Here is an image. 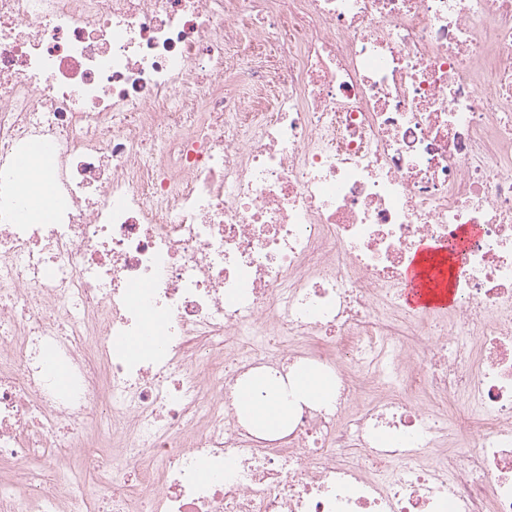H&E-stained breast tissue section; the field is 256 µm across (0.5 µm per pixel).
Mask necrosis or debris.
<instances>
[{"instance_id": "obj_1", "label": "necrosis or debris", "mask_w": 512, "mask_h": 512, "mask_svg": "<svg viewBox=\"0 0 512 512\" xmlns=\"http://www.w3.org/2000/svg\"><path fill=\"white\" fill-rule=\"evenodd\" d=\"M447 507L512 512V0H0V512ZM58 157L57 146L54 142L37 139L29 144L27 150L15 159L16 173H23L32 158H37L45 169L55 166ZM421 254L433 256L440 253L428 243H423L420 246L414 261L408 269L407 284L404 289L405 303L409 308L418 311L447 309L450 307L447 309L449 313L455 306H453L455 294L453 293L449 299L442 296L440 291L434 290V286L427 277L421 276L422 269L417 263ZM164 327L158 320L150 321L145 325V328L140 336L127 341H120L117 346L125 351L139 352L155 348L163 339ZM334 386L314 373L297 374L294 377L291 394L295 402L325 398L334 392ZM237 407L263 430L262 436L280 433L291 411L288 391L263 379L242 384L236 392Z\"/></svg>"}]
</instances>
